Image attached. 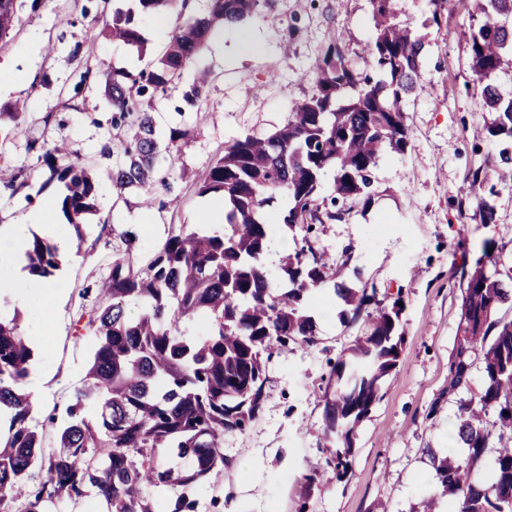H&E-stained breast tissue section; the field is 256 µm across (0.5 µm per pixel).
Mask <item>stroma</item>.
I'll list each match as a JSON object with an SVG mask.
<instances>
[{
    "label": "stroma",
    "instance_id": "1",
    "mask_svg": "<svg viewBox=\"0 0 512 512\" xmlns=\"http://www.w3.org/2000/svg\"><path fill=\"white\" fill-rule=\"evenodd\" d=\"M17 21L0 55V108L23 101L17 120H0V171L23 172L19 193L0 183V225L21 222L51 207L67 240L61 267L50 278L57 296L42 313L40 295L19 306L20 325L35 348L25 389L38 406L32 424L45 446L56 444L55 416L71 403L88 366L91 337L77 319L97 306L112 261L134 231L133 255L146 267L175 231L200 228L205 197L198 187L226 145L246 134L267 136L284 126L297 106L317 91L316 70L331 43L346 64L372 74L368 48L375 35L369 0H266L245 21L224 26L207 43L192 71L210 81L199 106L181 109L176 90L158 94L150 108L160 135L184 125L190 136L162 158L176 181L171 193L112 189V108L105 79L112 69L144 67L136 50L105 36L115 10H132L158 54L163 41L153 18L136 0H17ZM399 23L425 38L421 79L402 104L410 130L405 153L382 155L370 199L347 201L344 220L324 226L315 246L334 261L336 279L375 291L383 306L402 300L404 343L396 368L359 424L349 470L336 477L324 433L325 391L336 363L368 330L366 317H342L341 301H317L313 345H293L267 363L261 409L244 433L224 436V469L199 487L197 512H411L446 499L428 449L451 448L448 429L457 404L448 395V372L461 318L466 275L484 248L500 270L512 267V183H472V172L494 158L499 144L474 137L490 113L481 107L485 84L512 96V68L478 81L465 33L472 0H449L448 24L428 26V0H393ZM63 144L80 155L98 186L97 209L75 233L63 215L62 186L28 144ZM495 219H480L482 204ZM466 222H459V215Z\"/></svg>",
    "mask_w": 512,
    "mask_h": 512
}]
</instances>
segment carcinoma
Listing matches in <instances>:
<instances>
[{
	"instance_id": "1",
	"label": "carcinoma",
	"mask_w": 512,
	"mask_h": 512,
	"mask_svg": "<svg viewBox=\"0 0 512 512\" xmlns=\"http://www.w3.org/2000/svg\"><path fill=\"white\" fill-rule=\"evenodd\" d=\"M17 0H0V41L16 18ZM482 19L466 35L472 69L481 78L502 68L512 45V0H475ZM143 14L178 11V0H138ZM261 0H210L209 13L181 22L160 57L137 72L112 70L105 92L112 126L126 132L123 158L113 163L112 185L119 190H172L170 174L158 166L160 145L144 106L159 94L180 90L194 107L206 93L209 74L183 83L185 70L212 34L226 23L253 14ZM375 38L372 63L381 79H359L330 44L317 67V93L303 101L287 125L265 138L241 136L200 183L201 194L224 198L227 231L174 232L146 268L133 261L135 239L112 262L101 288L107 302L92 309L83 326L95 349L82 386L64 410L65 424L48 451L31 425L33 404L23 388L34 358L20 315L0 317V512H59L67 503L94 496L103 512H155L149 487L180 491L174 512H195L193 488L224 468V435L242 432L256 419L274 348L315 343L316 323L309 305L332 285L342 315L366 314L370 330L356 339L349 359L336 363L324 406L325 436L336 444V478L347 474L352 436L378 399L383 379L396 367L404 341L399 302L382 307L376 293L336 282L333 264L316 251L308 234L318 224L340 221L347 199L370 198L374 170L385 152L405 153L409 129L402 101L421 76L424 36L395 21L392 0H370ZM131 11H116L112 37L147 54V39ZM347 87L355 94L344 100ZM493 114L483 130L512 141V97L490 84L482 90ZM37 153L50 179L62 184L61 210L82 239L86 215L96 210L97 183L79 159L37 140ZM334 172L331 207L320 202L323 174ZM496 172L512 182V145L502 148ZM287 208L283 226L305 232L294 253L280 261L288 288L273 285L264 259L275 239L266 208L280 197ZM32 274L47 278L61 265L58 246L35 237L26 251ZM512 268L489 273L485 260L468 274L448 392L470 388L481 369L475 399H458L453 442L466 453H431L443 494L458 502L457 512H512V320L497 317L511 301ZM137 313H129L130 308ZM204 327L193 339L179 325ZM94 413H86L87 407ZM494 414L491 430L486 417ZM168 448L184 466L167 467L159 450ZM494 450L493 482L481 466Z\"/></svg>"
}]
</instances>
